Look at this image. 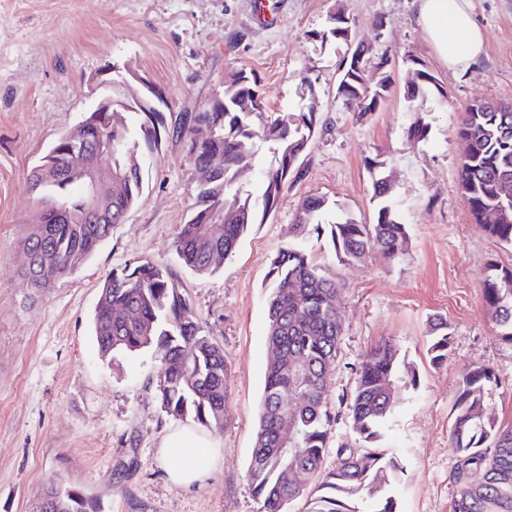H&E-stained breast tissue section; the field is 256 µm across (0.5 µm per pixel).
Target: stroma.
Wrapping results in <instances>:
<instances>
[{
  "instance_id": "obj_1",
  "label": "stroma",
  "mask_w": 512,
  "mask_h": 512,
  "mask_svg": "<svg viewBox=\"0 0 512 512\" xmlns=\"http://www.w3.org/2000/svg\"><path fill=\"white\" fill-rule=\"evenodd\" d=\"M340 3L355 40L389 56L391 94L363 123L336 97L346 44L316 37ZM269 4L272 19L262 22L254 0H0V512H34L52 480L81 492L94 512H259L248 468L270 362V261L293 240V218L307 196L328 198L323 224L345 212L372 222L373 158L394 177L392 198L408 232L404 254L348 265L327 236L307 234L315 260L338 283L342 324L326 464H335L338 449L363 446L345 403L365 354L383 339L395 343L403 374L377 442L400 467V512H450L457 493L452 407L467 370L493 369V411L500 424H512V346L496 339L482 296L490 265L512 268V245L471 218L458 136L474 102L512 103V0H471L485 49L457 71L432 52L414 0ZM420 66L440 90L410 102L404 87ZM115 67L163 88L175 113L198 110L242 69L256 77L268 111L296 112L318 100L317 130L277 209L248 226L214 274L191 272L175 252L192 215L194 180L171 139L148 167L141 202L82 266L37 292L21 273L35 212L29 173L82 120ZM306 76L313 88L304 87ZM419 117L429 135L413 143L407 132ZM138 259L171 268L229 369L228 417L210 432L222 458L189 488L170 483L174 463L158 454L174 424L154 397L161 366L147 354L101 357L92 332L102 284ZM435 317L450 333L439 366L428 354Z\"/></svg>"
}]
</instances>
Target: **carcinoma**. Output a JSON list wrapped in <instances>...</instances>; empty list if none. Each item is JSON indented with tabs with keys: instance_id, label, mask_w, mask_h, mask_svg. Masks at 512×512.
Segmentation results:
<instances>
[{
	"instance_id": "carcinoma-1",
	"label": "carcinoma",
	"mask_w": 512,
	"mask_h": 512,
	"mask_svg": "<svg viewBox=\"0 0 512 512\" xmlns=\"http://www.w3.org/2000/svg\"><path fill=\"white\" fill-rule=\"evenodd\" d=\"M350 29L342 6L330 16L328 29L315 34L323 42L344 41ZM349 62L336 85V98L344 104L364 102L356 113L367 121L391 93L389 76L379 78L375 88L366 82L368 70L386 65L373 63L371 47L351 48ZM434 77L424 69L406 83L405 97L414 102L434 92ZM247 101L265 109L257 80L243 70L224 81L214 108L204 112H181L174 124L165 112H145L131 103L122 113L112 136L91 146V153L112 149V207L110 224H101L85 212L87 193L76 174L68 178L66 145L71 135L59 138L45 155L47 162L31 172L30 188L35 200L43 201L38 223L30 226L22 256V270L31 287L49 288L50 281L33 277L45 263L57 276L80 267L123 221L143 195V159L159 155L165 140L175 135L182 143L192 170L213 166L223 177L195 188L193 215L181 226L175 250L180 264L199 275H208L235 252L248 226L260 224L284 195L288 178L307 151L316 131L315 113H272L257 126L253 113L242 108ZM198 124L217 127L220 146L197 143ZM459 135L466 142V160L461 165V187L469 196L472 218L488 235L512 244V216H495L512 209V112H500L493 102L465 112ZM264 150L270 156L262 171L263 192L259 198L242 195L240 189L253 173L252 159ZM378 200L374 220L362 224L350 217L329 225L328 237L337 259L345 264L364 262L372 255L396 258L407 241L406 225L390 202L384 178L372 181ZM325 199L310 196L294 218L296 236L316 225L326 210ZM271 283L266 299L267 340L276 352L266 372L261 411L248 477L262 512H280L281 502L308 497V512H397L398 464L376 448L358 453L336 454V463L325 465V455L334 417L328 403L329 377L334 367L342 326L336 305V280L326 276L312 249L300 241L288 243L271 259ZM483 298L496 328V336L512 345V269L490 266L483 283ZM126 313L120 322L113 312ZM94 334L101 356L116 352L149 353L163 367L155 383L156 398L168 417L187 418L201 428H218L226 418L227 363L224 352L203 333L194 311L182 296L173 273L148 260H138L112 273L100 291L94 314ZM431 361L439 365L448 357V324H431ZM398 379V353L390 341L371 347L361 364L356 389L347 404L353 428L362 441L371 444L382 436L392 413L391 386ZM498 380L488 366H477L462 378L453 406L452 449L456 459L458 490L451 512H512V426H502L490 410ZM292 429L288 452L279 438L283 423ZM294 457L303 470L305 483L288 481L284 457ZM481 470L472 481L466 472ZM52 512H93L85 499L69 493L53 505Z\"/></svg>"
}]
</instances>
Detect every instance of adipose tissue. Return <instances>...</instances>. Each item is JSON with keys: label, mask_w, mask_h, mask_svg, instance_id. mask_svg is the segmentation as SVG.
<instances>
[{"label": "adipose tissue", "mask_w": 512, "mask_h": 512, "mask_svg": "<svg viewBox=\"0 0 512 512\" xmlns=\"http://www.w3.org/2000/svg\"><path fill=\"white\" fill-rule=\"evenodd\" d=\"M417 17L435 55L448 68L466 67L482 54L484 36L473 20L470 0H417ZM160 456L177 460L170 480L188 487L202 480L206 466L217 461L219 450L208 433L176 425L165 437Z\"/></svg>", "instance_id": "1"}]
</instances>
